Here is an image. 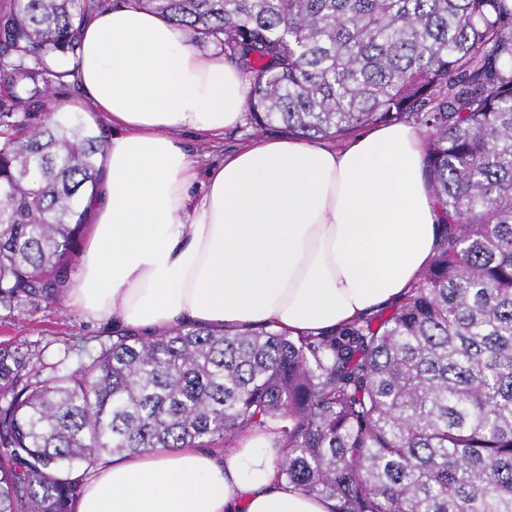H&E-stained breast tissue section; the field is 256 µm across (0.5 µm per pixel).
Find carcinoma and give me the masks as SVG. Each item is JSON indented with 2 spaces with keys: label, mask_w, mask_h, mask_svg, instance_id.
Masks as SVG:
<instances>
[{
  "label": "carcinoma",
  "mask_w": 512,
  "mask_h": 512,
  "mask_svg": "<svg viewBox=\"0 0 512 512\" xmlns=\"http://www.w3.org/2000/svg\"><path fill=\"white\" fill-rule=\"evenodd\" d=\"M147 10L249 80L258 131L425 133L437 252L385 318L331 334L113 332L42 380L0 355V512H75L107 455L276 435L334 512H512V10L504 0H0V312L55 303L107 129L62 111L93 11Z\"/></svg>",
  "instance_id": "1"
}]
</instances>
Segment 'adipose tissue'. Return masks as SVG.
<instances>
[{"label":"adipose tissue","mask_w":512,"mask_h":512,"mask_svg":"<svg viewBox=\"0 0 512 512\" xmlns=\"http://www.w3.org/2000/svg\"><path fill=\"white\" fill-rule=\"evenodd\" d=\"M77 82L112 126L105 174L66 302L157 336L183 324L330 333L400 298L432 259L438 214L417 129L364 130L334 149L259 138L214 163L202 195L180 139L221 140L248 85L223 56L144 10L107 8L81 34ZM276 479L272 436L216 455L113 456L77 512H332Z\"/></svg>","instance_id":"ef3b65f1"}]
</instances>
